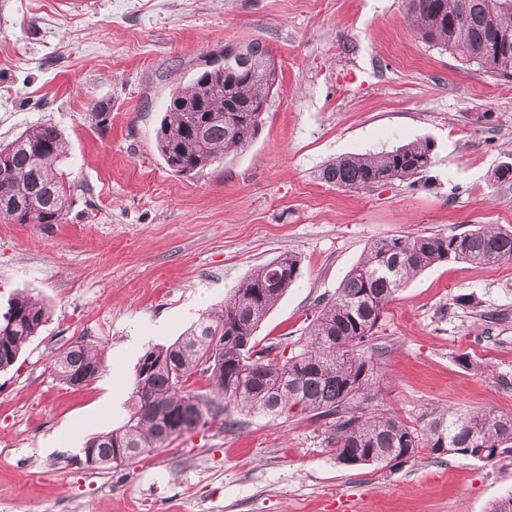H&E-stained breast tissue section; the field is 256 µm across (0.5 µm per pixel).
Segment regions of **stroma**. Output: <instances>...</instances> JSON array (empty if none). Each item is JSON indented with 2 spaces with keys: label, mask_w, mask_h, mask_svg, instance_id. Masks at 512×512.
Wrapping results in <instances>:
<instances>
[{
  "label": "stroma",
  "mask_w": 512,
  "mask_h": 512,
  "mask_svg": "<svg viewBox=\"0 0 512 512\" xmlns=\"http://www.w3.org/2000/svg\"><path fill=\"white\" fill-rule=\"evenodd\" d=\"M257 38L281 72L256 140L195 177L155 147L171 88L225 44ZM50 124L72 185L62 223L0 219V305L27 290L50 318L0 371V512H487L512 495V448L490 462L420 450L350 467L327 420L232 413L128 467L57 448L120 427L146 350L174 342L250 271L288 252L302 274L258 340H303L368 245L512 230V80L416 41L404 0H0V143ZM430 138L417 186L326 183L337 157ZM103 358L73 387L53 356ZM369 410L423 428L434 410L512 414V264L450 263L390 302L370 343ZM51 365L62 381L78 387L98 377L102 359L96 347L84 341H76L57 353Z\"/></svg>",
  "instance_id": "1"
}]
</instances>
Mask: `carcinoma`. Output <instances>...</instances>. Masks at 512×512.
<instances>
[{
	"label": "carcinoma",
	"mask_w": 512,
	"mask_h": 512,
	"mask_svg": "<svg viewBox=\"0 0 512 512\" xmlns=\"http://www.w3.org/2000/svg\"><path fill=\"white\" fill-rule=\"evenodd\" d=\"M415 37L512 79V51L488 56L491 36L512 39V0H405ZM224 69V76L214 74ZM280 89L279 68L269 47L253 38L224 46V63L205 62L193 84L169 93L155 143L169 167L191 177L246 148L259 134L264 112ZM63 135L43 124L0 145V218L17 224H59L71 202L63 163ZM434 162V143L417 139L376 154H350L322 171L330 184L364 191L393 181L421 180ZM448 262L478 266L512 263V231L476 227L461 234L399 236L369 244L333 297L321 303L298 351L285 356L279 344L260 345L262 322L301 274V258L283 253L255 267L224 300L205 312L169 345L139 359L127 421L90 438L84 454L97 467L131 466L144 455L204 427L229 409L275 422L298 408L333 418L336 459L346 465L398 468L420 448L439 457L457 454L482 462L512 444V416L492 411L437 413L422 431L393 416L368 412L375 365L367 355L384 308L422 271ZM49 318L48 307L19 292L0 312V371ZM66 384L98 377L102 359L83 341L51 360ZM209 387L195 390V375Z\"/></svg>",
	"instance_id": "carcinoma-1"
}]
</instances>
